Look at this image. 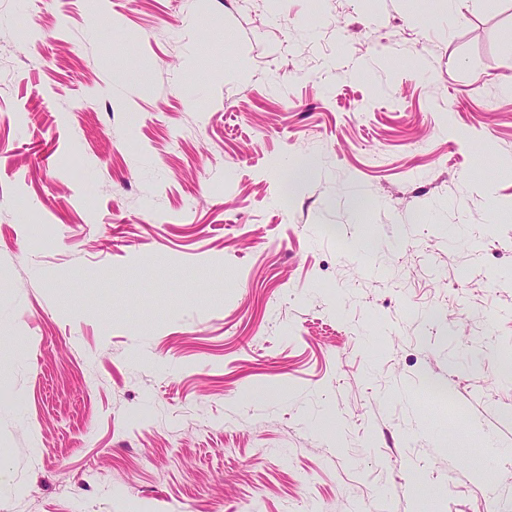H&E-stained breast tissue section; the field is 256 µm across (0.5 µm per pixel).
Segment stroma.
Segmentation results:
<instances>
[{
	"label": "stroma",
	"mask_w": 512,
	"mask_h": 512,
	"mask_svg": "<svg viewBox=\"0 0 512 512\" xmlns=\"http://www.w3.org/2000/svg\"><path fill=\"white\" fill-rule=\"evenodd\" d=\"M508 362L512 0H0V512H512Z\"/></svg>",
	"instance_id": "stroma-1"
}]
</instances>
